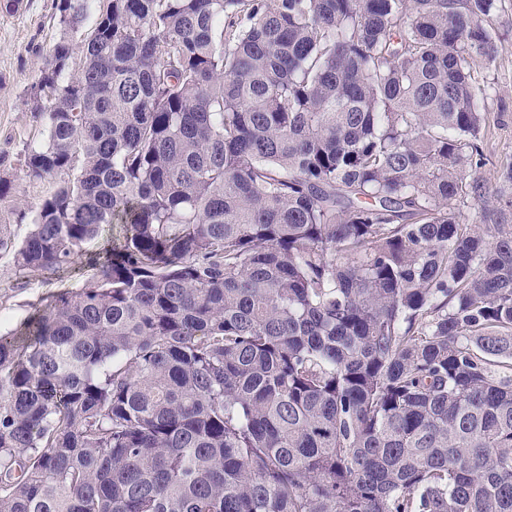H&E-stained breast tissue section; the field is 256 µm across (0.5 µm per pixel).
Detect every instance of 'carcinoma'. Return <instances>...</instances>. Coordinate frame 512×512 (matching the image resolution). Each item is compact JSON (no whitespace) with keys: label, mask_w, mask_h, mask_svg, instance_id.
I'll use <instances>...</instances> for the list:
<instances>
[{"label":"carcinoma","mask_w":512,"mask_h":512,"mask_svg":"<svg viewBox=\"0 0 512 512\" xmlns=\"http://www.w3.org/2000/svg\"><path fill=\"white\" fill-rule=\"evenodd\" d=\"M501 7L58 0L0 512H512ZM495 28L504 39L489 68L477 67L475 77L487 88L484 108L489 121L483 138L485 164L477 174L491 186L498 183V164L512 156V0L502 1Z\"/></svg>","instance_id":"carcinoma-1"}]
</instances>
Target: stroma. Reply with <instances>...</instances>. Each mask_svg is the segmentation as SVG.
Masks as SVG:
<instances>
[{
	"instance_id": "35a3bbf8",
	"label": "stroma",
	"mask_w": 512,
	"mask_h": 512,
	"mask_svg": "<svg viewBox=\"0 0 512 512\" xmlns=\"http://www.w3.org/2000/svg\"><path fill=\"white\" fill-rule=\"evenodd\" d=\"M58 0H0V174H8L11 191L0 202V225L13 242H21L30 225L22 220L23 204L37 202L53 188L48 180L28 176L23 164L28 147L45 137L42 119L32 112L31 90L52 56L61 27ZM495 26L503 38L495 63L477 68L485 85L484 108L489 121L483 138L484 164L478 173L489 185L498 183V165L512 156V0H503ZM78 277L45 280L40 274L17 279L11 250H0V332L14 330L41 298L78 287Z\"/></svg>"
}]
</instances>
